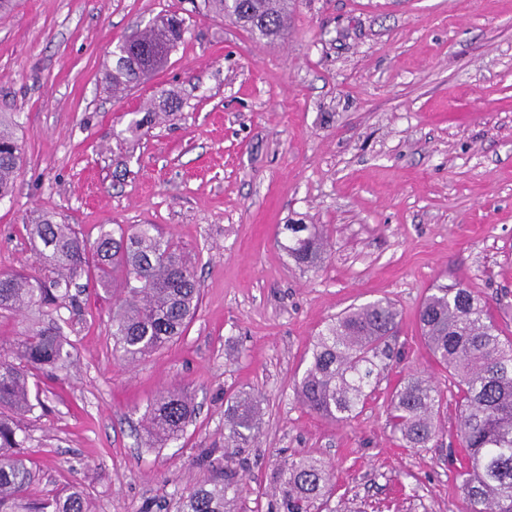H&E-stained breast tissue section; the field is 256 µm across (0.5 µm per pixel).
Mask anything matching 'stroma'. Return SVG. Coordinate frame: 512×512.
I'll return each instance as SVG.
<instances>
[{"label": "stroma", "instance_id": "1", "mask_svg": "<svg viewBox=\"0 0 512 512\" xmlns=\"http://www.w3.org/2000/svg\"><path fill=\"white\" fill-rule=\"evenodd\" d=\"M171 13L185 33L167 64L112 95L115 46ZM164 96L170 113L129 132ZM1 112L23 160L0 202V272L39 274L25 226L49 213L92 239L161 225L202 289L185 334L132 363L112 353L111 292L89 284L61 309L75 356L29 379L30 496L74 485L91 512H177L224 458L243 476L226 512H268L277 464L307 455L335 484L324 512H459L456 390L417 314L461 282L512 338V0H291L272 43L203 0H17L0 13ZM286 224L325 226L317 267L281 250ZM381 298L400 321L362 411H308L294 384L318 332ZM410 373L447 401L419 450L388 423ZM183 387L185 434L146 446L156 395ZM244 395L261 401L255 437L228 450L224 414Z\"/></svg>", "mask_w": 512, "mask_h": 512}]
</instances>
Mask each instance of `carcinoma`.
Instances as JSON below:
<instances>
[{
    "mask_svg": "<svg viewBox=\"0 0 512 512\" xmlns=\"http://www.w3.org/2000/svg\"><path fill=\"white\" fill-rule=\"evenodd\" d=\"M213 14L228 17L269 41L287 30L289 0H205ZM183 21L171 16L128 39L113 52L112 94L138 85L163 65L183 36ZM22 162L21 144L0 118V199L12 194ZM282 248L296 263L316 265L324 228L288 224ZM29 232L42 245L44 273L0 274V313L30 310L35 320L0 351V512H89L83 493L72 486L61 495L31 498L26 438L15 418L31 414L29 377L66 369L74 347L64 334L60 305L74 300L69 289L95 279L119 288L112 310L113 354L137 361L183 335L201 303V288L179 246L156 224L100 227L94 243L69 224L46 215ZM419 327L434 361L457 389L456 440L465 462L456 470L462 512H512V339H502L481 295L461 282L433 289L422 302ZM399 324L395 304L380 299L353 307L315 337L311 357L295 393L309 411L337 422L359 414L373 381L389 357L387 340ZM444 393L426 378L409 373L392 394L389 421L404 448H427L437 434L435 417ZM258 401L246 397L224 417L225 447L242 448L253 438ZM194 415L191 395L165 391L155 400L145 427L149 442L164 447L180 440ZM195 483L179 512H224V498L241 478L219 462ZM333 484L324 462L285 459L273 473L276 512H311L327 502Z\"/></svg>",
    "mask_w": 512,
    "mask_h": 512,
    "instance_id": "carcinoma-1",
    "label": "carcinoma"
}]
</instances>
